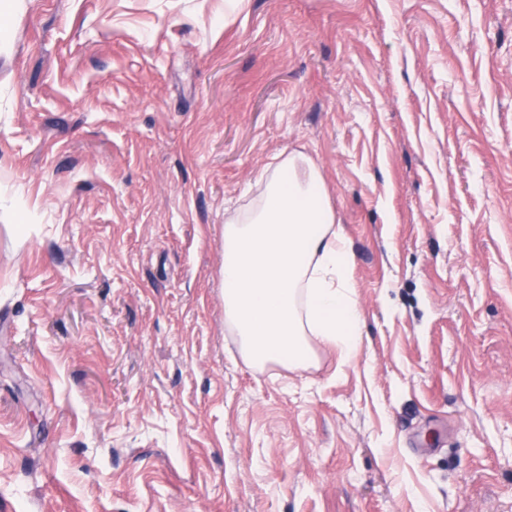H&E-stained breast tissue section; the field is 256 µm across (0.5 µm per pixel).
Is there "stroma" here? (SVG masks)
<instances>
[{"mask_svg": "<svg viewBox=\"0 0 512 512\" xmlns=\"http://www.w3.org/2000/svg\"><path fill=\"white\" fill-rule=\"evenodd\" d=\"M0 8V512H512V0ZM353 363L259 368L224 218L278 155Z\"/></svg>", "mask_w": 512, "mask_h": 512, "instance_id": "obj_1", "label": "stroma"}]
</instances>
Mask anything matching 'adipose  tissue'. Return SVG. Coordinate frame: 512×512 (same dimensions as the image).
<instances>
[{"mask_svg":"<svg viewBox=\"0 0 512 512\" xmlns=\"http://www.w3.org/2000/svg\"><path fill=\"white\" fill-rule=\"evenodd\" d=\"M263 179L260 197L224 224V321L257 365L303 364L315 340L351 360L362 314L323 176L291 154L274 157Z\"/></svg>","mask_w":512,"mask_h":512,"instance_id":"adipose-tissue-1","label":"adipose tissue"}]
</instances>
